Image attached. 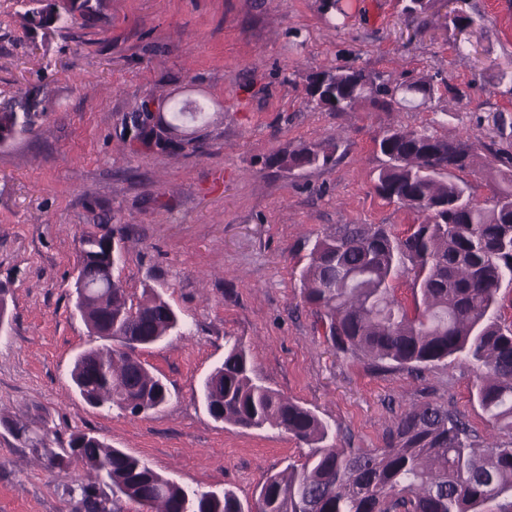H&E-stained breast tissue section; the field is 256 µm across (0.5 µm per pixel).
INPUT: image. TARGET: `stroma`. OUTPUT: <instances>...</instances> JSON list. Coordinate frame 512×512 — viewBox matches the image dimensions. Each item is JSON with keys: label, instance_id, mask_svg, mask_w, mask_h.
<instances>
[{"label": "stroma", "instance_id": "1", "mask_svg": "<svg viewBox=\"0 0 512 512\" xmlns=\"http://www.w3.org/2000/svg\"><path fill=\"white\" fill-rule=\"evenodd\" d=\"M104 0L100 26L31 27L0 0V102L23 98L30 131L0 145V512H76L93 472L54 468L9 423L47 430L49 447L86 432L182 486L255 500L260 483L310 449L271 429L214 420L202 381L229 341L256 374L311 409L339 448H381L398 416L432 401L484 437L477 372L452 362L375 372L336 353L302 300L300 272L317 237L342 224L417 217L375 191L388 125L469 137L478 158L512 155V0H433L418 21L400 0ZM472 17L455 27L454 15ZM363 67L391 83L432 80L428 101L336 114L308 106L309 73ZM207 104L173 130V149H137L141 104ZM336 141L334 163L291 172L271 154ZM111 235L129 295L156 292L181 333L132 354L162 378L168 403L138 416L87 405L70 372L103 346L74 308L79 239ZM48 447V448H49Z\"/></svg>", "mask_w": 512, "mask_h": 512}]
</instances>
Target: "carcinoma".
Instances as JSON below:
<instances>
[{
  "instance_id": "carcinoma-1",
  "label": "carcinoma",
  "mask_w": 512,
  "mask_h": 512,
  "mask_svg": "<svg viewBox=\"0 0 512 512\" xmlns=\"http://www.w3.org/2000/svg\"><path fill=\"white\" fill-rule=\"evenodd\" d=\"M101 0H46L24 16L48 30L93 25ZM432 98L428 80L390 86L362 68H327L309 74L305 93L314 108L352 112L364 102L393 112L407 94ZM163 133L143 113L137 140L145 147L173 146L171 131L186 116L174 101ZM17 104L0 107V134L28 130ZM383 163L378 195L422 217L406 233L388 224H343L317 239L301 271L303 299L328 327L337 352L362 357L375 371L422 370L448 360L480 370L475 399L497 427L485 444L448 409L424 402L400 414L383 448H337L330 427L309 408L253 376L249 347L234 342L224 362L205 378L202 400L216 421L244 429L270 427L312 448L297 467L266 477L254 504L231 490H189L142 459L84 432L71 436L69 453L40 444L60 471L80 464L99 486L80 488L81 512H122L121 502L161 512H484L498 498H512V324L499 314L502 288L512 287V162H486L500 181L479 203L462 175L478 164L469 140L440 136L423 127L388 126L374 140ZM337 143L303 144L277 152L271 164L291 171L335 161ZM75 290L87 291L75 308L90 332L115 345L90 348L74 361L71 379L91 407L116 406L136 416L169 397L166 384L123 349L148 346L181 329L180 318L159 294L134 302L110 266L105 235L80 238ZM412 275L413 305L395 295L394 282ZM111 494H106L104 489Z\"/></svg>"
}]
</instances>
